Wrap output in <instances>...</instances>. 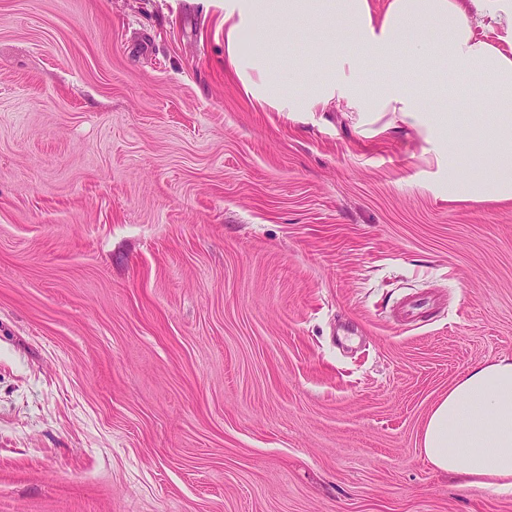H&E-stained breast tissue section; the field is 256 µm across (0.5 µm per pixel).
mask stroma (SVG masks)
<instances>
[{"label":"stroma","instance_id":"obj_1","mask_svg":"<svg viewBox=\"0 0 512 512\" xmlns=\"http://www.w3.org/2000/svg\"><path fill=\"white\" fill-rule=\"evenodd\" d=\"M448 173L255 106L224 0H0V512H512L419 450L512 356V200Z\"/></svg>","mask_w":512,"mask_h":512}]
</instances>
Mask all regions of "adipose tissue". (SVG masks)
<instances>
[{"mask_svg": "<svg viewBox=\"0 0 512 512\" xmlns=\"http://www.w3.org/2000/svg\"><path fill=\"white\" fill-rule=\"evenodd\" d=\"M224 20V54L259 107L385 115L389 126L413 127L422 155L439 164L467 107L497 154L478 192L512 199V0H388L380 14L371 0H224ZM286 25L331 36L285 53L275 34ZM497 26L500 45L480 34ZM277 54L281 72L271 66ZM419 449L439 472L511 489L512 357L462 374L432 407Z\"/></svg>", "mask_w": 512, "mask_h": 512, "instance_id": "obj_1", "label": "adipose tissue"}]
</instances>
